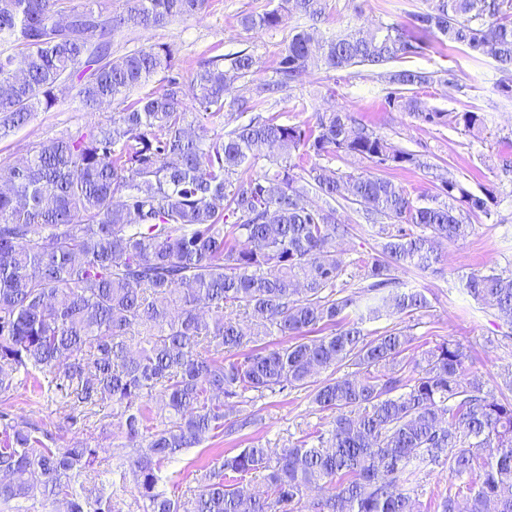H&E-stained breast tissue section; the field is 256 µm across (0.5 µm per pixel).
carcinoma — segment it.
I'll list each match as a JSON object with an SVG mask.
<instances>
[{"mask_svg":"<svg viewBox=\"0 0 512 512\" xmlns=\"http://www.w3.org/2000/svg\"><path fill=\"white\" fill-rule=\"evenodd\" d=\"M125 2L114 13L66 0H0V138L50 109L64 84H78L90 109L121 106L0 166V399L30 380L59 399L70 425L103 413L127 440L116 452L119 481L104 482L97 446L62 447L30 417L0 410V505L122 512L131 489L139 512H420L403 487L438 468L448 491L426 509L458 512L462 497L466 512H512V380L494 390L471 376L467 347L455 340L413 364L405 328L372 336L359 313L363 292L374 319L427 309L426 294L401 289L399 273L437 271L439 243L466 238L472 220L490 217L492 196L469 193L450 174L437 194L415 202L389 176L415 165L414 155L353 112L290 125L266 108L267 94L292 89L314 67L380 68L450 44L495 60L496 90L512 98V0H431L410 26L348 22L328 34L317 23L329 0H285L246 16L245 27L272 30L291 9L311 25L292 29L274 81L241 95L228 92L255 65L252 55L240 52L227 67L222 55L200 64L198 109L223 121L212 136L189 121L170 47L112 50L116 33L196 17L208 0ZM378 77L388 106L440 122L441 113L407 95L433 76L401 67ZM455 121L474 130L485 118L463 112ZM338 153L368 160L373 172L340 180L328 167H304ZM345 203L380 225L383 242L365 263V285L338 296ZM465 288L512 326L511 274L472 273ZM234 311L254 327H242ZM319 327L329 333L305 340ZM269 336L288 343L269 346ZM341 366L354 371L311 381ZM309 387L313 403L333 414L331 429L275 455L241 448L190 481H172L175 495L157 491L178 453L251 424L227 421L232 400ZM257 472L263 489L243 493L238 484ZM310 488L322 497L305 505Z\"/></svg>","mask_w":512,"mask_h":512,"instance_id":"cac0c4a2","label":"carcinoma"}]
</instances>
